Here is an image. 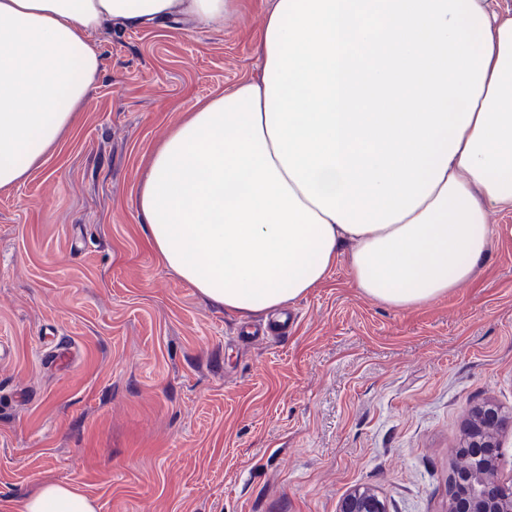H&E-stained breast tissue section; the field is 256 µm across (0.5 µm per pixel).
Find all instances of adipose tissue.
<instances>
[{
  "label": "adipose tissue",
  "instance_id": "ef3b65f1",
  "mask_svg": "<svg viewBox=\"0 0 512 512\" xmlns=\"http://www.w3.org/2000/svg\"><path fill=\"white\" fill-rule=\"evenodd\" d=\"M238 0H0V189L24 183L100 75L91 33ZM258 76L151 151L141 221L161 263L244 315L304 297L352 243L357 288L409 308L471 278L512 211V9L499 0H271ZM21 512H96L41 484Z\"/></svg>",
  "mask_w": 512,
  "mask_h": 512
}]
</instances>
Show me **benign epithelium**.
<instances>
[{"label": "benign epithelium", "mask_w": 512, "mask_h": 512, "mask_svg": "<svg viewBox=\"0 0 512 512\" xmlns=\"http://www.w3.org/2000/svg\"><path fill=\"white\" fill-rule=\"evenodd\" d=\"M512 427V414L506 415L493 404L478 407L466 425L461 455L470 457L486 448L499 447V435ZM465 482L462 497L448 503V512H512V484L499 480L492 461L472 468L462 466ZM340 512H385L383 500L373 491L360 488L342 502Z\"/></svg>", "instance_id": "1"}]
</instances>
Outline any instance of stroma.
Wrapping results in <instances>:
<instances>
[{"instance_id": "obj_1", "label": "stroma", "mask_w": 512, "mask_h": 512, "mask_svg": "<svg viewBox=\"0 0 512 512\" xmlns=\"http://www.w3.org/2000/svg\"><path fill=\"white\" fill-rule=\"evenodd\" d=\"M270 0L223 26L114 20L76 125L0 189V512L56 480L97 512H340L369 488L387 512H448L474 408L512 413V212L492 217L471 279L406 309L329 277L242 315L160 263L137 210L152 149L198 100L260 67ZM69 341L51 364L44 343Z\"/></svg>"}]
</instances>
